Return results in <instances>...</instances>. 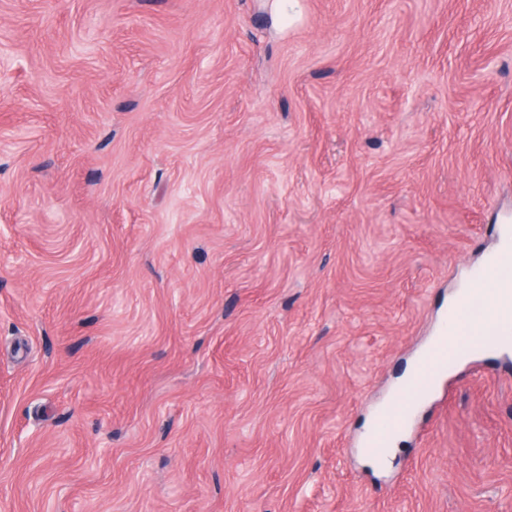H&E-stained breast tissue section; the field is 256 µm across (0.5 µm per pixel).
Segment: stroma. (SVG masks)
Here are the masks:
<instances>
[{
    "label": "stroma",
    "mask_w": 512,
    "mask_h": 512,
    "mask_svg": "<svg viewBox=\"0 0 512 512\" xmlns=\"http://www.w3.org/2000/svg\"><path fill=\"white\" fill-rule=\"evenodd\" d=\"M0 0V512H512V352L363 423L512 217V0Z\"/></svg>",
    "instance_id": "obj_1"
}]
</instances>
